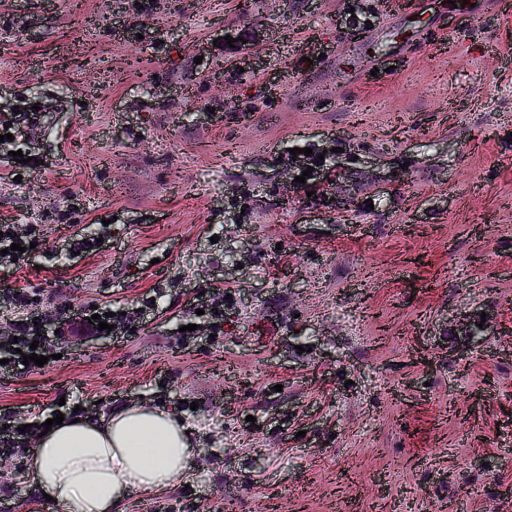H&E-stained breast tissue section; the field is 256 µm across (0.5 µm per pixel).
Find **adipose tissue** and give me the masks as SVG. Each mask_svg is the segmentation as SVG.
Returning a JSON list of instances; mask_svg holds the SVG:
<instances>
[{"instance_id": "obj_1", "label": "adipose tissue", "mask_w": 512, "mask_h": 512, "mask_svg": "<svg viewBox=\"0 0 512 512\" xmlns=\"http://www.w3.org/2000/svg\"><path fill=\"white\" fill-rule=\"evenodd\" d=\"M192 458L182 423L131 403L96 421L52 427L32 448L29 467L54 512H118L131 493L168 489L189 471Z\"/></svg>"}]
</instances>
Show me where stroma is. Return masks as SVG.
Listing matches in <instances>:
<instances>
[{"label":"stroma","mask_w":512,"mask_h":512,"mask_svg":"<svg viewBox=\"0 0 512 512\" xmlns=\"http://www.w3.org/2000/svg\"><path fill=\"white\" fill-rule=\"evenodd\" d=\"M474 3L0 0V112H49L0 144L49 164L0 180V218L47 230L0 288L155 300L0 377V413L184 420L191 471L124 512H512V0ZM328 143L361 176L341 207L288 192ZM79 227L105 246L50 260ZM219 281L199 346L179 327ZM29 461L0 460V512H52ZM197 302L192 307L195 309H204L206 317L208 318L207 322L210 326V333L213 335L222 333L221 326L224 323V292L221 295L219 293L207 292L206 295H198L195 298ZM215 311H218V314H215ZM212 324H215V327H212Z\"/></svg>","instance_id":"1"}]
</instances>
